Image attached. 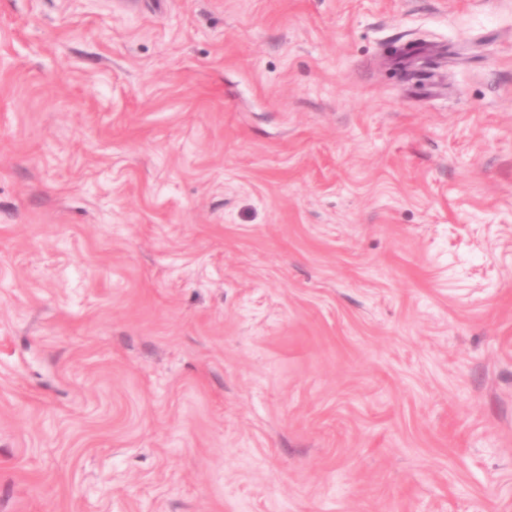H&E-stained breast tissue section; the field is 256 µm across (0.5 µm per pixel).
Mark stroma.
<instances>
[{"instance_id":"1","label":"stroma","mask_w":512,"mask_h":512,"mask_svg":"<svg viewBox=\"0 0 512 512\" xmlns=\"http://www.w3.org/2000/svg\"><path fill=\"white\" fill-rule=\"evenodd\" d=\"M0 512H512V0H0Z\"/></svg>"}]
</instances>
